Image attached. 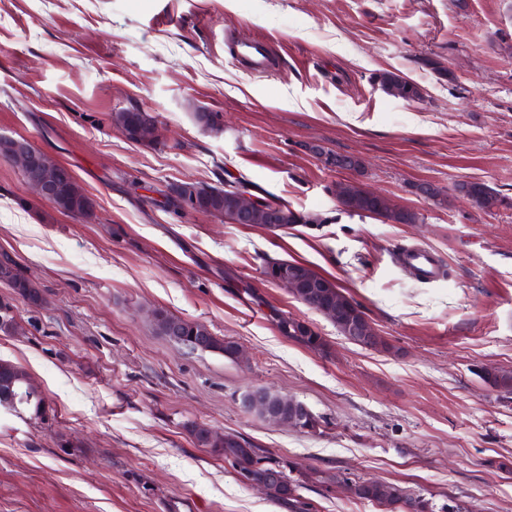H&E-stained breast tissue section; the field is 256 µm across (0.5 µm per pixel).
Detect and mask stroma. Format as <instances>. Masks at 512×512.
I'll use <instances>...</instances> for the list:
<instances>
[{"mask_svg": "<svg viewBox=\"0 0 512 512\" xmlns=\"http://www.w3.org/2000/svg\"><path fill=\"white\" fill-rule=\"evenodd\" d=\"M230 37L266 43L269 67L246 69ZM383 71L421 99L388 95ZM123 108L156 118V144L113 127ZM197 112L218 114L217 129ZM1 135L66 166L91 213L40 199L0 157V252L44 299L0 281L17 323L0 359L29 373L51 414L0 407V512H287L191 424L338 476L307 491L316 512H380L345 487L362 480L512 512V397L481 378L512 370V0H0ZM316 144L360 168L326 166ZM229 175L318 223L271 231L162 204L169 185ZM347 181L415 222L348 213L335 192ZM424 182L447 204L418 195ZM465 182L502 205L477 208ZM416 249L436 278L402 266ZM271 258L335 282L380 346L350 342L267 279ZM155 308L241 356L168 341ZM276 309L312 325L327 354L282 336ZM258 387L304 403L320 433L247 411ZM161 312L165 313L167 315L166 320H157L155 321L158 329L164 334V336H168L165 331V325H167L169 320L176 319L179 320L182 323V329L184 336H186V340L188 341V344L184 345L185 348L191 350V351H202V352H212V353H218L223 354L227 356H232V345L234 341L225 340L224 338H220L218 336H214L209 329L202 323L187 320L178 316H175L173 314H170L168 311L164 309H159ZM208 336L209 337V344L204 350H196L193 340H199V338H204ZM241 353V350L236 344L234 346V356H239Z\"/></svg>", "mask_w": 512, "mask_h": 512, "instance_id": "obj_1", "label": "stroma"}]
</instances>
